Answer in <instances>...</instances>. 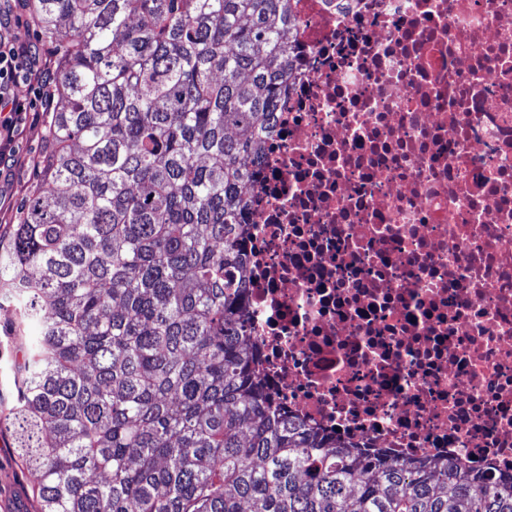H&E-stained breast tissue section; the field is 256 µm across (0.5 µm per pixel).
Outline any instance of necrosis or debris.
<instances>
[{
	"mask_svg": "<svg viewBox=\"0 0 512 512\" xmlns=\"http://www.w3.org/2000/svg\"><path fill=\"white\" fill-rule=\"evenodd\" d=\"M246 190L258 371L291 417L512 471V0H296Z\"/></svg>",
	"mask_w": 512,
	"mask_h": 512,
	"instance_id": "necrosis-or-debris-1",
	"label": "necrosis or debris"
}]
</instances>
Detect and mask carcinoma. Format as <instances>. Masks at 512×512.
Instances as JSON below:
<instances>
[{
  "mask_svg": "<svg viewBox=\"0 0 512 512\" xmlns=\"http://www.w3.org/2000/svg\"><path fill=\"white\" fill-rule=\"evenodd\" d=\"M62 107L0 249L35 334L13 428L40 512H512V475L290 419L256 372L245 184L293 0H34Z\"/></svg>",
  "mask_w": 512,
  "mask_h": 512,
  "instance_id": "1",
  "label": "carcinoma"
}]
</instances>
